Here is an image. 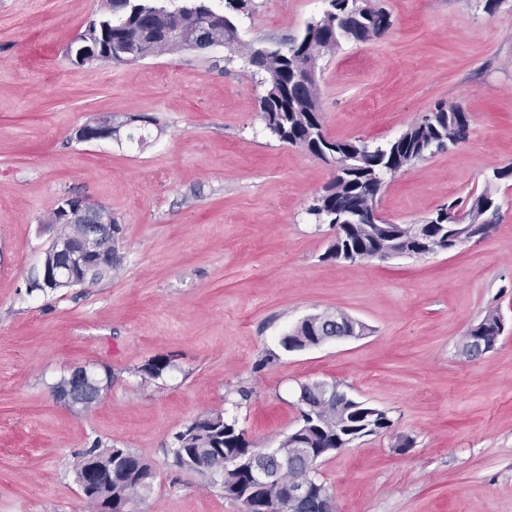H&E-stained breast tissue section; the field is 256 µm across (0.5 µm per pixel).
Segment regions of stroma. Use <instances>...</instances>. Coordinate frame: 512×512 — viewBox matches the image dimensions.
Instances as JSON below:
<instances>
[{
	"instance_id": "35a3bbf8",
	"label": "stroma",
	"mask_w": 512,
	"mask_h": 512,
	"mask_svg": "<svg viewBox=\"0 0 512 512\" xmlns=\"http://www.w3.org/2000/svg\"><path fill=\"white\" fill-rule=\"evenodd\" d=\"M381 3L383 37L320 61L328 136L380 144L436 102L461 104L466 142L386 178L379 209L419 224L487 188L500 219L449 253L336 263L332 230L307 213L331 167L271 136L240 53L299 35L324 0H253L236 44L81 69L66 49L103 0H0V512H93L76 464L97 440L152 464L141 512H241L209 474L173 466L174 433L223 409L276 447L315 381L393 420L320 461L338 512H512V179L492 177L512 166V0L491 13L485 0ZM105 117L155 124L139 148L75 140ZM67 194L111 212L118 266L29 292ZM492 307L503 335L466 358ZM336 310L366 335L281 347L303 317ZM158 357L163 376L142 375ZM78 365L112 375L84 413L50 393ZM400 436L413 448L394 451Z\"/></svg>"
}]
</instances>
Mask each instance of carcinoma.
Wrapping results in <instances>:
<instances>
[{"label":"carcinoma","mask_w":512,"mask_h":512,"mask_svg":"<svg viewBox=\"0 0 512 512\" xmlns=\"http://www.w3.org/2000/svg\"><path fill=\"white\" fill-rule=\"evenodd\" d=\"M250 10L251 0H224V24L214 25L207 41L194 42L190 47L206 49L215 41L225 45L236 43L237 18L249 14ZM208 11L209 7L201 0H180L177 5L166 4L164 0H112V13H104L97 19V23L112 30V39L91 64L129 62L126 50L130 44L145 56L150 51L151 38L169 36L175 30L191 33L203 23ZM389 24L390 15L380 0H328L327 12L309 22L299 36L284 44L256 48L248 59L267 84L259 109L271 135L341 169L342 176L328 182L307 209L317 224H329L341 218L342 237L325 252V258L336 262L368 259L399 232L397 224H360L356 216L357 208L372 203L374 194L383 187L385 176L466 140L471 127L469 113L450 112L448 105L440 101L423 120L413 121L402 134L385 144L374 146L360 138L337 140L327 135L317 77L306 75L311 56L321 58L344 42H368ZM448 208L466 211L473 224L493 226L499 220L501 206L485 189L466 200L452 201ZM450 234V225L433 224L429 239L440 250L452 251L456 245L448 243ZM398 252L406 256L425 254L426 240L407 238L398 246ZM318 320L317 315L304 318L291 333L285 334L281 346L287 350L317 343L312 326ZM502 334V318L495 308L488 309L469 331L471 336L492 341L499 340ZM298 400L301 401L298 424L272 449L274 455L268 457L269 465L274 466L289 455L291 448H328L333 452L369 436L364 430L367 407L348 404L328 413L309 409L302 401L313 402L315 398L307 383L301 385ZM255 451V443L239 427L237 419L222 410L195 419L194 426L171 449V453L181 454L220 475L224 497L234 502L239 501L236 488L243 479L241 466ZM81 460L92 472L112 467L109 483L91 481L89 488L100 498L112 499L115 506L129 501L136 503L151 488L152 466L128 448L119 459L114 456V447L98 445L83 453ZM255 498L276 503L277 512H289L283 489H262Z\"/></svg>","instance_id":"1"}]
</instances>
